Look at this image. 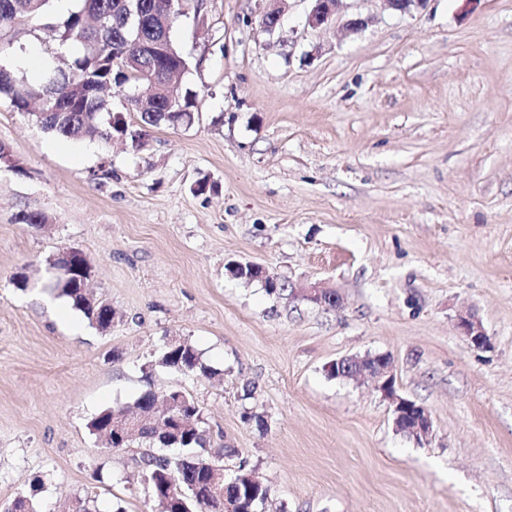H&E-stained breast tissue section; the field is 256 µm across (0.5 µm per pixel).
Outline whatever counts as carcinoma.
Listing matches in <instances>:
<instances>
[{
  "label": "carcinoma",
  "instance_id": "obj_1",
  "mask_svg": "<svg viewBox=\"0 0 512 512\" xmlns=\"http://www.w3.org/2000/svg\"><path fill=\"white\" fill-rule=\"evenodd\" d=\"M163 2L78 0L75 9L58 23L50 0H0V41L22 27L43 26L56 32L59 45L80 49L79 55L54 69L38 86L0 67V97H5L13 110L33 116L44 131L68 139L111 140L122 136L134 148L142 145L144 130L131 129L123 115L114 119L116 112L107 95L114 86L130 89L126 110L140 113L143 125L185 124L186 115L199 108V95L192 88L182 84L169 92L139 96L140 89L149 88L148 77L160 82L168 73L179 70L185 74L192 66L174 40L176 20L164 14ZM88 279L90 274L79 270L69 281L52 283L51 289L67 298L92 327L104 331L112 324V307L81 287ZM156 364L184 376L217 375L185 340L165 346ZM164 395L187 424L172 421L163 426L153 419L157 392L148 388L131 403L100 411L90 420L89 429L97 436L105 435L117 409L142 415V427L126 445L140 443L150 448L140 456L138 467L141 477L153 486L155 498L165 512H208L211 505L204 495V483L213 457L204 454L205 431L195 421L200 408L177 387ZM171 447L184 448L187 454L169 459L152 452ZM252 474L254 470L240 464L236 476L243 478L242 483L225 489L232 512H255L268 498L269 486L249 481ZM0 512H37V504L21 494L0 504Z\"/></svg>",
  "mask_w": 512,
  "mask_h": 512
}]
</instances>
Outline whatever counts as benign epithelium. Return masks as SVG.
I'll use <instances>...</instances> for the list:
<instances>
[{"instance_id":"obj_1","label":"benign epithelium","mask_w":512,"mask_h":512,"mask_svg":"<svg viewBox=\"0 0 512 512\" xmlns=\"http://www.w3.org/2000/svg\"><path fill=\"white\" fill-rule=\"evenodd\" d=\"M275 6L267 10L261 19V28L269 35L274 34L280 27L282 9L280 3L283 0H273ZM311 8L307 15L308 25L313 28L328 27L336 20V16L342 9L344 0H309ZM290 295L307 301L340 302L339 295L334 291L324 290L317 286L291 287ZM457 328L461 336L477 348L488 349L491 347L489 336L478 317L471 313L457 316ZM330 375L339 379H356L367 377L377 384L378 390L392 405L393 424L396 431L412 438L420 444L427 440L432 430V422L426 408L397 394L395 380L391 372L390 362L381 355L375 356H349L340 358L328 365ZM142 417L139 415L125 414L119 420L112 423L111 443L120 444L125 441L135 430L139 428ZM233 482V478L226 476L224 466L212 465L209 479L208 493L213 498H221L226 486Z\"/></svg>"}]
</instances>
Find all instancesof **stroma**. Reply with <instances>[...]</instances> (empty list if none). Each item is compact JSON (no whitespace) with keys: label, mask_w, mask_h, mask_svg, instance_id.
<instances>
[{"label":"stroma","mask_w":512,"mask_h":512,"mask_svg":"<svg viewBox=\"0 0 512 512\" xmlns=\"http://www.w3.org/2000/svg\"><path fill=\"white\" fill-rule=\"evenodd\" d=\"M267 7L203 0L178 20L199 116L140 148L54 136L0 100V143L26 169H0V503L38 477L42 512L86 494L160 512L140 447L104 448L88 423L176 385L227 473L270 485L263 512H512V0H344L324 29L284 0L271 37ZM56 49L27 31L0 65L39 83ZM30 211L45 226L20 223ZM63 248L90 259L108 330L51 293ZM232 261L341 304L268 294ZM466 312L489 349L460 335ZM174 338L216 376L151 368ZM366 355L428 410L427 441L395 430L372 380L329 377Z\"/></svg>","instance_id":"obj_1"}]
</instances>
